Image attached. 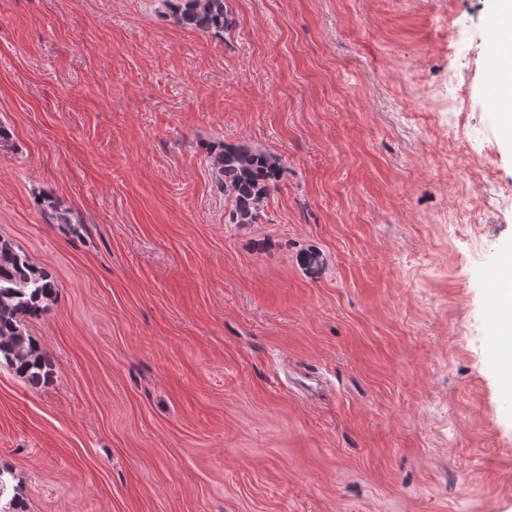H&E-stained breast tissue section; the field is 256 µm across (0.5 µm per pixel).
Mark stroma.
Masks as SVG:
<instances>
[{"label":"stroma","instance_id":"35a3bbf8","mask_svg":"<svg viewBox=\"0 0 512 512\" xmlns=\"http://www.w3.org/2000/svg\"><path fill=\"white\" fill-rule=\"evenodd\" d=\"M228 4L215 37L162 0H0V237L59 284L27 323L51 382L0 367V469L29 512H512L492 0ZM219 140L283 160L259 223Z\"/></svg>","mask_w":512,"mask_h":512}]
</instances>
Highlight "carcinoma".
Segmentation results:
<instances>
[{"mask_svg": "<svg viewBox=\"0 0 512 512\" xmlns=\"http://www.w3.org/2000/svg\"><path fill=\"white\" fill-rule=\"evenodd\" d=\"M174 24L211 36H222L232 24L226 0H163ZM206 158L216 185L231 201L230 224H258L265 200L275 189L283 169L282 159L264 150L237 142L206 146ZM50 224H70L72 214L49 200ZM59 285L11 242L0 238V363L37 388L53 377V363L27 333L25 322L47 312ZM0 512H26L23 497L8 494L0 470Z\"/></svg>", "mask_w": 512, "mask_h": 512, "instance_id": "cac0c4a2", "label": "carcinoma"}]
</instances>
